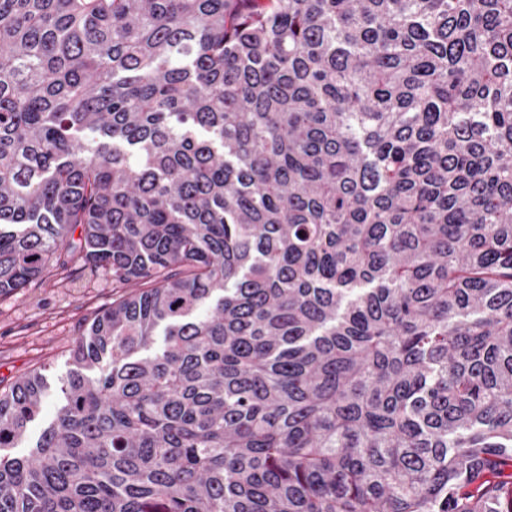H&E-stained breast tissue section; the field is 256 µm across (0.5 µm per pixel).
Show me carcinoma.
Wrapping results in <instances>:
<instances>
[{
  "mask_svg": "<svg viewBox=\"0 0 512 512\" xmlns=\"http://www.w3.org/2000/svg\"><path fill=\"white\" fill-rule=\"evenodd\" d=\"M64 252L137 289L0 512H512V0H0V296Z\"/></svg>",
  "mask_w": 512,
  "mask_h": 512,
  "instance_id": "1",
  "label": "carcinoma"
}]
</instances>
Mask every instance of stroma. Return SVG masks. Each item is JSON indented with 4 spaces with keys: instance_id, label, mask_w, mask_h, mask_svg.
Returning <instances> with one entry per match:
<instances>
[{
    "instance_id": "35a3bbf8",
    "label": "stroma",
    "mask_w": 512,
    "mask_h": 512,
    "mask_svg": "<svg viewBox=\"0 0 512 512\" xmlns=\"http://www.w3.org/2000/svg\"><path fill=\"white\" fill-rule=\"evenodd\" d=\"M118 294L111 277L73 260L0 297V384L36 369L57 384L75 339Z\"/></svg>"
}]
</instances>
